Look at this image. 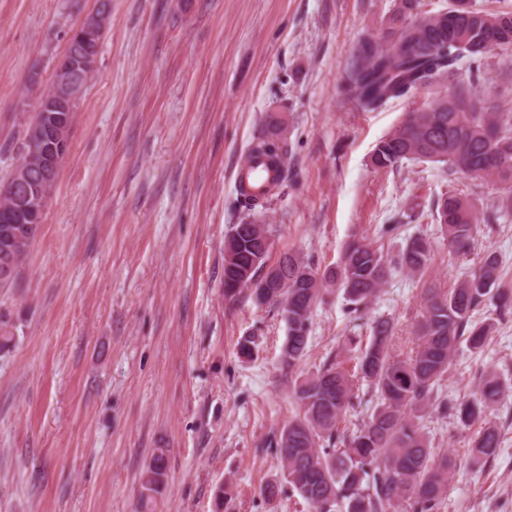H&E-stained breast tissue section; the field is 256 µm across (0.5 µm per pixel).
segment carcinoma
Returning a JSON list of instances; mask_svg holds the SVG:
<instances>
[{"label": "carcinoma", "mask_w": 512, "mask_h": 512, "mask_svg": "<svg viewBox=\"0 0 512 512\" xmlns=\"http://www.w3.org/2000/svg\"><path fill=\"white\" fill-rule=\"evenodd\" d=\"M417 0H400L389 25L379 36L360 40L344 94L363 110L373 112L389 100L433 84L459 62L479 63L489 53L487 43L512 48V10H484L469 0H454L451 20L433 15L413 17ZM282 122L272 116L256 137L249 155L276 163L284 158ZM512 115L492 112L481 97L465 88L438 96L411 112L378 142L371 155L377 168H398L405 162H438L460 173L499 186L498 205L484 216L493 224L512 213ZM432 214L453 253H466L474 241L479 217L466 198L445 193ZM0 246L11 249L15 268L29 255L32 242L4 233ZM274 241L268 225L249 218L234 224L224 238V298L234 301L247 283L276 291L275 298L255 302L276 309L287 326L280 364L292 380L297 412L266 440L275 449L288 487L310 503L314 512H439L458 463L431 448L423 412L429 408L451 414L464 426L495 405L512 385L485 375L467 402L440 397L457 347L481 349L488 326L476 320L491 304L499 312L512 310L500 291L501 264L492 253L479 268L448 291L430 288L422 320L406 352L394 350V324L379 317L352 367L329 359L306 376H293L308 352L313 308L330 287L342 293L347 314L362 317L396 272L421 275L431 260V244L422 233L390 254L365 237L349 241L339 265L323 273L298 254L288 253L266 272ZM376 399L369 419L357 429L344 426L361 389ZM500 448L496 426L486 422L470 449L472 465L494 457ZM167 455L159 448L141 474V507L147 509L161 493Z\"/></svg>", "instance_id": "cac0c4a2"}]
</instances>
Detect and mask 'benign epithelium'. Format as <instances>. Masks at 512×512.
<instances>
[{
	"instance_id": "obj_1",
	"label": "benign epithelium",
	"mask_w": 512,
	"mask_h": 512,
	"mask_svg": "<svg viewBox=\"0 0 512 512\" xmlns=\"http://www.w3.org/2000/svg\"><path fill=\"white\" fill-rule=\"evenodd\" d=\"M103 16H87L82 27L88 32L79 52L66 51L54 67V89L50 96L38 101L37 110L45 118L34 123L27 131L26 143L30 150L26 161L19 166L9 184L10 192L30 181V174L37 172L39 182L27 190L25 197L15 200L14 206L0 210L3 224H30V239H35V227L42 224L41 211L36 203L45 201L46 188L55 183L61 164L69 150V112L84 91L85 74L96 68L101 42L95 39V31L103 26Z\"/></svg>"
}]
</instances>
